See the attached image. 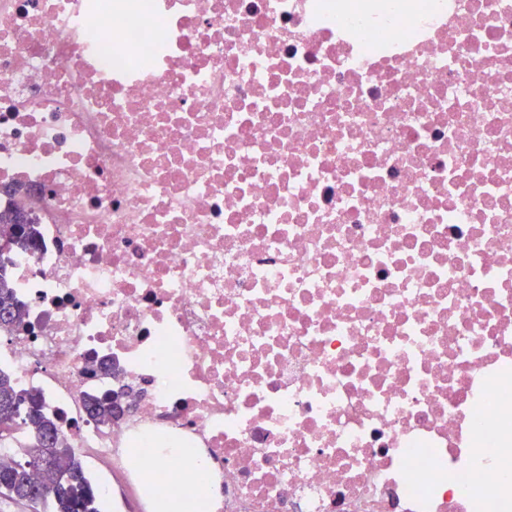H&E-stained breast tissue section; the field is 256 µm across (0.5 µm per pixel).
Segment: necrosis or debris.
Wrapping results in <instances>:
<instances>
[{"instance_id":"4bbe7bcc","label":"necrosis or debris","mask_w":512,"mask_h":512,"mask_svg":"<svg viewBox=\"0 0 512 512\" xmlns=\"http://www.w3.org/2000/svg\"><path fill=\"white\" fill-rule=\"evenodd\" d=\"M0 186V371L93 472L512 512V0H0ZM13 211L14 210H0V226H3L1 233L3 232L5 235H8V237L12 238V246L20 249L30 248L35 243L32 225L28 223L11 224L10 221L13 217ZM0 306L10 309L9 317H2L0 313L1 325L9 327L21 323L24 309L15 298L11 278L2 262L0 265ZM125 398L126 396L124 394H114L112 395V399H95L87 406V410L94 420L107 424L112 422L113 419L112 405L115 418H117L121 412L125 414L128 408Z\"/></svg>"}]
</instances>
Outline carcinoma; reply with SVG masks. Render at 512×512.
I'll use <instances>...</instances> for the list:
<instances>
[{
    "label": "carcinoma",
    "instance_id": "cac0c4a2",
    "mask_svg": "<svg viewBox=\"0 0 512 512\" xmlns=\"http://www.w3.org/2000/svg\"><path fill=\"white\" fill-rule=\"evenodd\" d=\"M13 212L0 210V231L12 238L13 246L27 249L34 245V232L28 223H11ZM0 306L10 309L8 317L0 316L6 327L21 323L23 306L16 300L11 278L0 265ZM90 416L103 424L112 422V400L95 399L88 406ZM19 431L30 443L16 460L0 463V496L28 502L34 512H100L97 487L89 479L82 460L72 448L55 451L60 429L44 411L41 397L20 391L12 377L0 372V426ZM49 459L45 466L39 461Z\"/></svg>",
    "mask_w": 512,
    "mask_h": 512
}]
</instances>
